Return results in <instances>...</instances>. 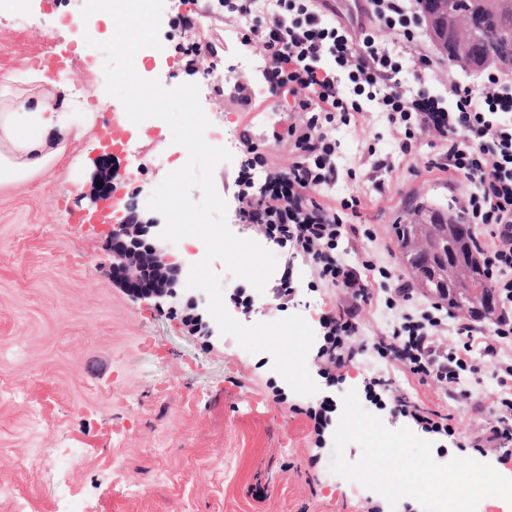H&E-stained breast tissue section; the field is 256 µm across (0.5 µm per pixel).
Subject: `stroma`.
<instances>
[{
	"instance_id": "stroma-1",
	"label": "stroma",
	"mask_w": 512,
	"mask_h": 512,
	"mask_svg": "<svg viewBox=\"0 0 512 512\" xmlns=\"http://www.w3.org/2000/svg\"><path fill=\"white\" fill-rule=\"evenodd\" d=\"M80 6L81 0H37L31 13L51 29L49 40L20 29L13 8L0 9V79L42 71V78L23 83V91L57 108L76 101L89 124L61 161L28 182L0 188V512H70L76 502L83 512H367L373 505L380 512H422L413 498L392 507L360 482L331 472L333 448L317 447L305 408L326 399L333 403L325 432L333 437L343 395L362 390L367 376L381 372L421 406L452 414L465 439L489 420L488 408L499 394L496 381L487 374L466 378L463 386L474 402L462 406L437 384H418L401 366L378 361L370 351L374 337L404 310L403 304L390 309L380 300L359 309L357 341L364 351L344 369L341 384L327 385L311 361L307 368L318 390L299 395L274 371L271 354L250 353L230 335L196 333L183 306L192 295L187 286H180L179 298L158 305L133 297L112 279L110 224H77L72 218L98 205L97 157L111 154L123 202L148 218L151 194L186 164L188 154L171 152L172 133L162 120L105 139L106 129L126 112L105 90L102 52L72 38L67 19ZM204 7V0H165L162 55L143 61L163 86L202 84V75L185 74L169 22ZM193 35L216 46L227 81L252 85L249 107L227 94H204L200 102L233 155L214 172L228 226L254 240L255 227L242 223L235 210L243 140L260 139L285 123L287 101L271 96L262 81L260 48L242 51L221 13ZM245 59L252 69H241ZM335 137L338 176L325 189V200L333 205L360 198L358 217L345 222L371 234H346L339 248L353 275L379 293L388 282L372 276L365 261L407 274L395 224L418 205L456 216L465 180L435 168L443 141L432 129L419 132L421 146L408 155L380 112L354 115L349 124L337 125ZM385 157L394 170L375 172L376 161ZM272 252L277 266L261 292L233 277L223 261L212 263L224 304L242 325L297 314L316 330L350 302V289H310L308 264L287 249ZM286 277L293 292L277 297ZM66 448L83 454L66 469L54 468L51 458ZM257 486L263 499L252 495Z\"/></svg>"
}]
</instances>
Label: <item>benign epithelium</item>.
<instances>
[{
    "instance_id": "benign-epithelium-1",
    "label": "benign epithelium",
    "mask_w": 512,
    "mask_h": 512,
    "mask_svg": "<svg viewBox=\"0 0 512 512\" xmlns=\"http://www.w3.org/2000/svg\"><path fill=\"white\" fill-rule=\"evenodd\" d=\"M424 20L431 39L437 49L451 50L448 61L467 73H480L486 69L512 71V57L487 56L480 58L473 53V46L482 36L480 14L463 10L465 0H421ZM110 157L102 155L99 165V198L112 199V168ZM439 222L438 212L420 209L415 218L407 224V232L399 242L401 259L407 265L420 285L432 290V284L456 279L462 266H450L442 261L426 273L413 262V256L433 243V224ZM163 225L154 218L147 220L125 217L111 225L113 262L112 277L130 287L137 298H164L177 296L176 287L180 276L187 269L179 264L168 263L164 255L162 239L158 237ZM204 299L191 297L186 301L188 320L194 330L207 337L214 336V329L204 317Z\"/></svg>"
}]
</instances>
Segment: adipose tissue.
Returning a JSON list of instances; mask_svg holds the SVG:
<instances>
[{"label":"adipose tissue","instance_id":"ef3b65f1","mask_svg":"<svg viewBox=\"0 0 512 512\" xmlns=\"http://www.w3.org/2000/svg\"><path fill=\"white\" fill-rule=\"evenodd\" d=\"M85 132L83 115L58 111L35 96L0 90V186L32 179Z\"/></svg>","mask_w":512,"mask_h":512}]
</instances>
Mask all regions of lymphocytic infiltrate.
<instances>
[{
	"instance_id": "obj_1",
	"label": "lymphocytic infiltrate",
	"mask_w": 512,
	"mask_h": 512,
	"mask_svg": "<svg viewBox=\"0 0 512 512\" xmlns=\"http://www.w3.org/2000/svg\"><path fill=\"white\" fill-rule=\"evenodd\" d=\"M372 32L354 37L322 13L316 0H218L224 17L236 24L238 43L261 45V71L271 93L291 96L296 120L284 130H271L269 140H289L297 159L288 170L276 171L258 144L244 140L242 174L236 195L238 214L256 225L269 242L290 247L326 285L350 283V266L338 250L346 231L343 211L358 212V197L340 207L324 204L316 191L336 182V123H350L354 114L373 107L385 113L403 136L402 153H410L421 128L436 130L446 144L441 167L463 176L468 190L459 216L479 231L474 247L490 284L500 300L499 312L482 339L475 320L448 321L441 301L418 296L399 283L394 267L379 275L396 280L386 305L404 302L407 312L398 326L376 337L373 350L385 362L401 364L419 384L439 385L459 403L471 400L462 389L465 377L489 371L500 394L490 420L470 438L480 453L512 452V363L502 354L512 349V85L488 72L479 91L449 84L447 97L405 87L397 81L401 52L389 49L380 32L406 43L417 42L422 20L412 0H369ZM361 322L349 306L321 322L316 356L329 382L355 359ZM458 338L445 348L442 335ZM392 410L418 434L456 442L453 417L422 407L405 395H394Z\"/></svg>"
}]
</instances>
